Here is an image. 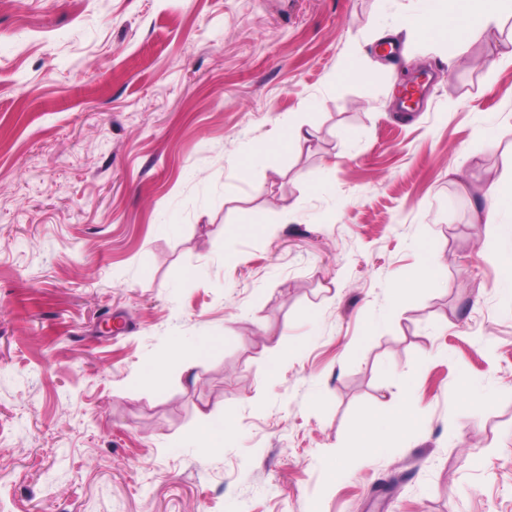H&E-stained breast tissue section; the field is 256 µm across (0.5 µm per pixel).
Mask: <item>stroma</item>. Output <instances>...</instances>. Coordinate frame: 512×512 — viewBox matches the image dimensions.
<instances>
[{
  "mask_svg": "<svg viewBox=\"0 0 512 512\" xmlns=\"http://www.w3.org/2000/svg\"><path fill=\"white\" fill-rule=\"evenodd\" d=\"M421 8L0 0V512H512V296L448 173L512 172V68L413 46L434 80L392 111L380 31ZM291 118L314 138L247 166ZM398 402L412 430L346 466ZM434 283V272L427 261H425L408 279L399 281L392 288V299L397 304L401 302L404 295L410 291L432 288ZM183 359V344H174L167 353L165 359L156 362L151 368L144 371L135 381L137 387L151 386L161 378L162 372L173 364H179ZM231 437V425L224 420V415L209 414L206 428L199 434L201 448L207 450H220L228 443Z\"/></svg>",
  "mask_w": 512,
  "mask_h": 512,
  "instance_id": "1",
  "label": "stroma"
}]
</instances>
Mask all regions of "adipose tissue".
Returning a JSON list of instances; mask_svg holds the SVG:
<instances>
[{"label":"adipose tissue","instance_id":"obj_1","mask_svg":"<svg viewBox=\"0 0 512 512\" xmlns=\"http://www.w3.org/2000/svg\"><path fill=\"white\" fill-rule=\"evenodd\" d=\"M512 16V0H429L424 16L406 23L407 39L428 38L435 42L452 44L455 62L467 63L469 45L473 37L485 39L494 62L512 66V31L506 30L504 16ZM480 206L475 220L492 224L503 212H512V178L490 176L478 187ZM407 423L403 416L393 414L378 417L361 413L352 422L356 442L348 455L349 462L368 459L390 447Z\"/></svg>","mask_w":512,"mask_h":512}]
</instances>
